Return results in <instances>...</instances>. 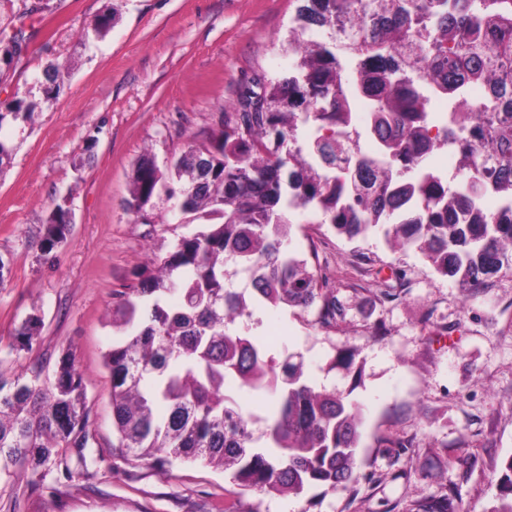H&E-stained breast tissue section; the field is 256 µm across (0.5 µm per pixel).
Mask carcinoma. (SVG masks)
<instances>
[{"label":"carcinoma","instance_id":"obj_1","mask_svg":"<svg viewBox=\"0 0 512 512\" xmlns=\"http://www.w3.org/2000/svg\"><path fill=\"white\" fill-rule=\"evenodd\" d=\"M286 51L292 70L242 91L224 125L192 142L166 170L143 155L131 178L128 209L148 223L165 194L169 212L206 223L180 237L138 284L117 293L109 316L124 328L103 356L109 373L116 447L132 460L171 466L202 462L230 471L242 490L295 495L357 480L362 405L315 385L303 360L279 359L255 333L261 307L316 310L331 327L343 315L328 280L286 248L292 214L309 209L318 223L352 240L380 232L386 242L421 254L432 270L476 293L512 276V0H295ZM22 27L0 29V71L29 46ZM445 57L433 82L413 54ZM49 67L34 77L42 96L13 95L0 108V131L42 110L63 81ZM480 89L477 112H450L451 129L433 132L432 94L453 104ZM367 105L359 124L360 103ZM368 136L374 148L361 144ZM458 156L448 178L427 160ZM497 167L487 175L488 157ZM500 199L495 211L479 205ZM71 224L61 205L44 224L40 249L66 242ZM248 274L251 292L233 287ZM42 318L27 317L16 351H29ZM267 396L256 437L244 404ZM89 406L75 357L52 376L36 364L0 380V479L19 469L36 482L61 472L79 476L98 462L88 431ZM497 505L512 512V455L496 472ZM416 512H461L453 496Z\"/></svg>","mask_w":512,"mask_h":512}]
</instances>
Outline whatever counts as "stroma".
Segmentation results:
<instances>
[{"instance_id":"1","label":"stroma","mask_w":512,"mask_h":512,"mask_svg":"<svg viewBox=\"0 0 512 512\" xmlns=\"http://www.w3.org/2000/svg\"><path fill=\"white\" fill-rule=\"evenodd\" d=\"M22 0H0V28L22 24L29 52L0 77V103L33 89L56 66L68 76L53 102L0 130L13 146L0 169V377L72 353L83 376L96 467L57 473L31 486L19 472L0 481V512H408L450 494L464 512H491L493 472L512 455V278L477 296L435 274L413 251L382 235L349 240L315 213L293 214L288 246L314 257L346 308L324 328L291 308L262 315L277 356H302L311 380L351 392L364 407L358 461L347 488L303 494L237 491L224 470L200 462L159 467L117 449L103 354L119 337L107 315L112 294L191 232L158 200L145 224L126 208L137 160L158 165L202 139L254 79L291 70L282 43L294 0H50L19 19ZM117 10L95 38L98 15ZM70 200L68 241L49 254L38 243L56 204ZM393 297H384V290ZM43 328L32 351H10L29 315ZM353 352L361 381L339 368Z\"/></svg>"}]
</instances>
